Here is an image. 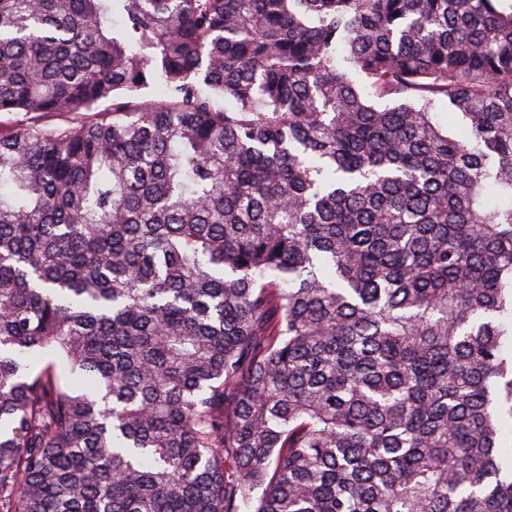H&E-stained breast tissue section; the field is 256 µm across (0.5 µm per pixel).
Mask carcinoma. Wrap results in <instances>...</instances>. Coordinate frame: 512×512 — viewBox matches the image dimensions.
<instances>
[{
	"mask_svg": "<svg viewBox=\"0 0 512 512\" xmlns=\"http://www.w3.org/2000/svg\"><path fill=\"white\" fill-rule=\"evenodd\" d=\"M0 112V512H512V0H0Z\"/></svg>",
	"mask_w": 512,
	"mask_h": 512,
	"instance_id": "carcinoma-1",
	"label": "carcinoma"
}]
</instances>
